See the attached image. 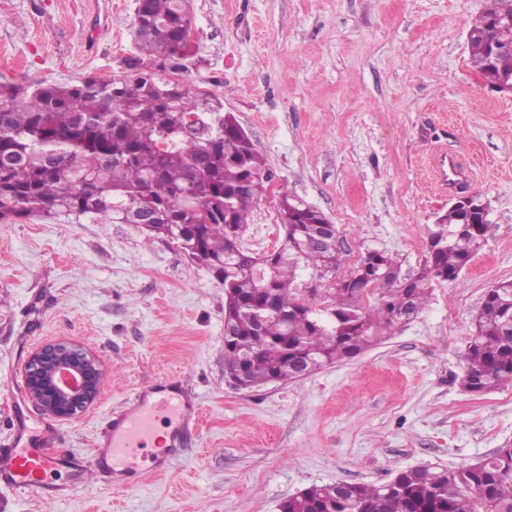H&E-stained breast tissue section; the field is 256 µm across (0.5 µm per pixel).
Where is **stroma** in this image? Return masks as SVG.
I'll use <instances>...</instances> for the list:
<instances>
[{
  "instance_id": "35a3bbf8",
  "label": "stroma",
  "mask_w": 512,
  "mask_h": 512,
  "mask_svg": "<svg viewBox=\"0 0 512 512\" xmlns=\"http://www.w3.org/2000/svg\"><path fill=\"white\" fill-rule=\"evenodd\" d=\"M136 0H0V83L121 78ZM199 66L160 81L215 94L271 180L244 245L289 191L339 230L338 275L367 250L423 262L458 196L490 205L485 243L427 308L358 357L250 390L224 373V288L133 224H0V396L54 339L100 358L98 401L51 448L90 455L139 387L178 381L198 406L181 459L115 493L94 473L65 499L0 489V512H279L336 482L452 468L512 446V387L465 391L462 354L486 290L512 280V93L470 64L488 0H191ZM462 165L448 177L449 163Z\"/></svg>"
}]
</instances>
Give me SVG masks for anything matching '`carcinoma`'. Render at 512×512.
Segmentation results:
<instances>
[{
	"instance_id": "carcinoma-1",
	"label": "carcinoma",
	"mask_w": 512,
	"mask_h": 512,
	"mask_svg": "<svg viewBox=\"0 0 512 512\" xmlns=\"http://www.w3.org/2000/svg\"><path fill=\"white\" fill-rule=\"evenodd\" d=\"M512 0H491L469 30L476 68L512 74ZM137 56L118 80L0 84V224L35 217H113L172 240L224 286V372L249 388L355 358L423 311L436 282L457 279L487 225H461L451 207L429 229L436 243L420 269L363 255L318 306L297 287L301 266L327 280L338 232L326 216L280 192L283 240L256 255L242 245L266 192L265 159L215 95L153 70L197 66L189 0H136ZM378 296L363 306L367 290ZM462 384L480 395L512 387V281L486 291L463 353ZM284 512H512V448L461 468L405 469L388 483L313 485Z\"/></svg>"
}]
</instances>
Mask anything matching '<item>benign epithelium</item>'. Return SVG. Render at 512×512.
Instances as JSON below:
<instances>
[{"label": "benign epithelium", "instance_id": "obj_1", "mask_svg": "<svg viewBox=\"0 0 512 512\" xmlns=\"http://www.w3.org/2000/svg\"><path fill=\"white\" fill-rule=\"evenodd\" d=\"M104 377L99 357L90 349L58 340L35 348L25 364V386L44 416L71 420L91 407Z\"/></svg>", "mask_w": 512, "mask_h": 512}]
</instances>
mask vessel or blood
I'll list each match as a JSON object with an SVG mask.
<instances>
[{
    "label": "vessel or blood",
    "mask_w": 512,
    "mask_h": 512,
    "mask_svg": "<svg viewBox=\"0 0 512 512\" xmlns=\"http://www.w3.org/2000/svg\"><path fill=\"white\" fill-rule=\"evenodd\" d=\"M195 418L193 405L179 397L174 384L154 383L134 392L124 409L107 419L92 457L85 458L51 451L46 432L35 431L26 416H19L12 440L0 444V486L39 498H63L92 469L107 478L113 491H125L139 475L174 463V449L154 444L159 426L180 428ZM61 472L66 481H58Z\"/></svg>",
    "instance_id": "vessel-or-blood-1"
}]
</instances>
